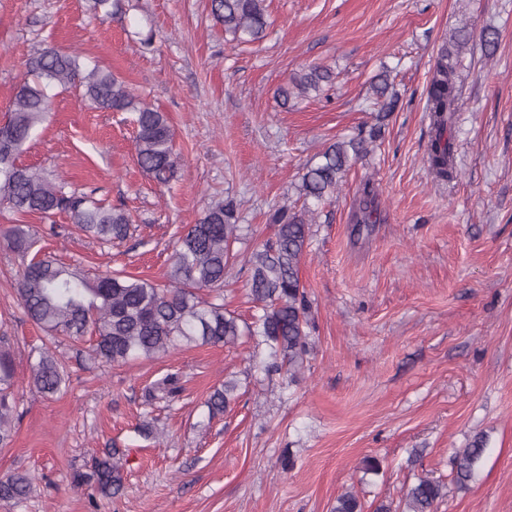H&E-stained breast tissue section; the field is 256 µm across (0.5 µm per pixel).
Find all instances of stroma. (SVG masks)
<instances>
[{"label":"stroma","instance_id":"obj_1","mask_svg":"<svg viewBox=\"0 0 512 512\" xmlns=\"http://www.w3.org/2000/svg\"><path fill=\"white\" fill-rule=\"evenodd\" d=\"M123 3L102 20L89 0H0V119L24 60L49 46L111 70L174 131L180 163L163 188L137 164L131 113L49 89L50 116L21 163L96 189L136 227L109 248L75 235L41 239L86 273L107 266L163 280L175 238L228 197L242 240L224 306L249 318L247 260L272 237L276 209H300L303 167L374 124L370 82L381 70L399 100L372 151L314 215L300 266L309 353L292 388L253 369L254 345L242 338L127 365L74 362L66 389L43 396L29 383L43 333L13 293L19 259L0 244V334L13 340L19 414L0 477L38 478L9 512H330L349 488L374 512L424 476L447 487L437 512H512V0H267L271 26L247 45L225 37L209 0ZM461 28L471 39L454 59L453 175L442 179L428 162L427 88ZM150 29L147 51L138 35ZM314 64L333 71V84L282 106L277 88ZM368 181L376 221L360 224ZM169 373L179 394L145 405L143 388ZM227 379L237 380L238 400L209 417L204 402ZM146 421L161 446L135 433ZM479 433L484 457L458 488L451 459ZM106 448L127 458L124 490L93 510L70 474ZM368 457L381 460L379 474L364 473Z\"/></svg>","mask_w":512,"mask_h":512}]
</instances>
